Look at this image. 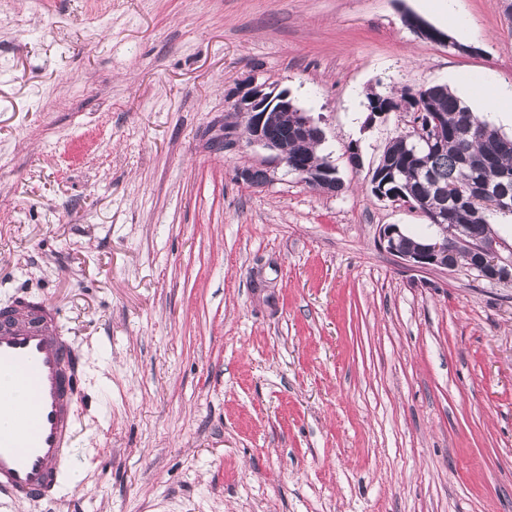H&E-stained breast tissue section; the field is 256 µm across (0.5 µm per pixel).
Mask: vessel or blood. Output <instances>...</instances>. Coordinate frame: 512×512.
<instances>
[{
    "label": "vessel or blood",
    "instance_id": "obj_1",
    "mask_svg": "<svg viewBox=\"0 0 512 512\" xmlns=\"http://www.w3.org/2000/svg\"><path fill=\"white\" fill-rule=\"evenodd\" d=\"M14 308L0 327V493L47 497L73 452L80 356L57 331L51 304L22 298Z\"/></svg>",
    "mask_w": 512,
    "mask_h": 512
}]
</instances>
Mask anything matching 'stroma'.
<instances>
[{
    "mask_svg": "<svg viewBox=\"0 0 512 512\" xmlns=\"http://www.w3.org/2000/svg\"><path fill=\"white\" fill-rule=\"evenodd\" d=\"M511 5L0 0V307L50 303L82 365L57 495L0 512H512V284L379 247L437 229L372 192L410 113L365 122L445 84L511 135L480 101L512 88ZM254 82L342 192L225 150Z\"/></svg>",
    "mask_w": 512,
    "mask_h": 512,
    "instance_id": "1",
    "label": "stroma"
}]
</instances>
